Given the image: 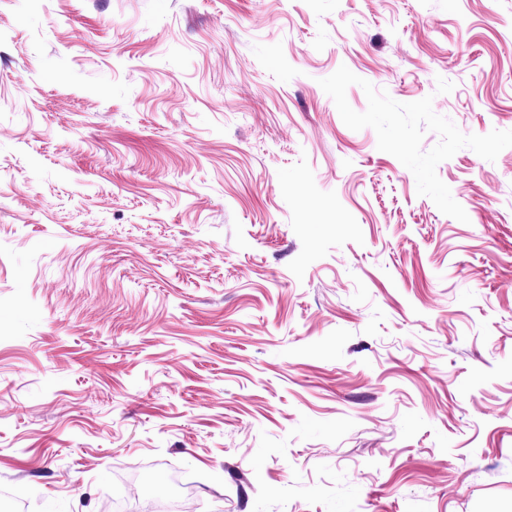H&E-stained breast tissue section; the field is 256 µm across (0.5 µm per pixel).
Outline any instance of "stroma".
I'll return each instance as SVG.
<instances>
[{
	"mask_svg": "<svg viewBox=\"0 0 512 512\" xmlns=\"http://www.w3.org/2000/svg\"><path fill=\"white\" fill-rule=\"evenodd\" d=\"M512 512V0H0V491Z\"/></svg>",
	"mask_w": 512,
	"mask_h": 512,
	"instance_id": "stroma-1",
	"label": "stroma"
}]
</instances>
